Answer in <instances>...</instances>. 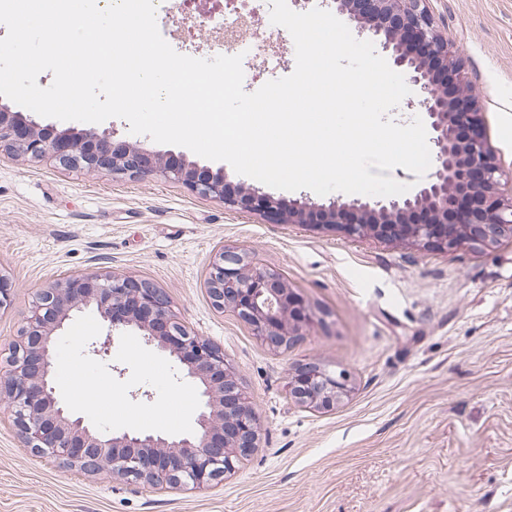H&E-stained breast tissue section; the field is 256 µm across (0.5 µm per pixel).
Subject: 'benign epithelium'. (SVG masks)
Here are the masks:
<instances>
[{"label":"benign epithelium","mask_w":512,"mask_h":512,"mask_svg":"<svg viewBox=\"0 0 512 512\" xmlns=\"http://www.w3.org/2000/svg\"><path fill=\"white\" fill-rule=\"evenodd\" d=\"M422 0H332L348 23L379 40L419 93L425 112L434 166L425 182L400 198H339L327 204L300 201L285 205L255 187L231 184L224 168L212 170L182 158L167 162L160 153L115 142L110 131L58 130L41 126L0 102V144L34 159H52L71 169L133 177L161 176L189 185L198 194L234 209L263 215L278 223L334 224L349 236L373 235L453 250L462 243L490 250L512 240V206L498 191H512V168L491 156L478 102L463 76L459 54L436 32ZM198 16L210 20L221 0H194ZM451 72L459 96L448 97L438 71ZM468 199L453 210L461 232L437 235L432 224H407L425 210L448 220V207L461 192ZM206 287L214 307L230 311L263 344L280 349L301 335L310 318L291 317L301 307L282 275L227 249L213 262ZM98 311L107 333L90 353L111 359L112 340L134 332L169 354L181 368V380L200 392L195 430L174 437L159 431H101L61 402L53 381L54 349L68 321L88 307ZM0 379V402L13 416L24 446L60 468L115 480L189 490L204 489L235 472L256 446L259 418L242 390L224 349L191 333L171 310L167 293L146 279L112 271L70 274L37 292L20 339ZM295 400L313 410H331L347 397L345 371L312 361L288 382Z\"/></svg>","instance_id":"7a95c632"}]
</instances>
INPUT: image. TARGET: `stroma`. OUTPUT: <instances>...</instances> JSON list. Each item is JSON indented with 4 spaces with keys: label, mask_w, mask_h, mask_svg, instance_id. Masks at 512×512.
<instances>
[{
    "label": "stroma",
    "mask_w": 512,
    "mask_h": 512,
    "mask_svg": "<svg viewBox=\"0 0 512 512\" xmlns=\"http://www.w3.org/2000/svg\"><path fill=\"white\" fill-rule=\"evenodd\" d=\"M174 2L159 0L160 33L174 34L179 54L212 58V32L177 28ZM425 7L463 58L493 154L512 163V0ZM224 249L281 272L301 300L312 321L288 350L213 306L205 280ZM96 269L155 283L192 333L223 347L259 441L210 489L155 490L35 456L0 403V512H512L511 241L448 251L352 238L272 223L160 176H96L0 151V272L14 285L0 360L37 291ZM106 331L90 310L58 342L65 400L102 429L189 431L198 391L177 380L168 353L128 332L101 361L87 346ZM310 361L349 377L333 410L289 392ZM138 388L152 399H133Z\"/></svg>",
    "instance_id": "1"
}]
</instances>
